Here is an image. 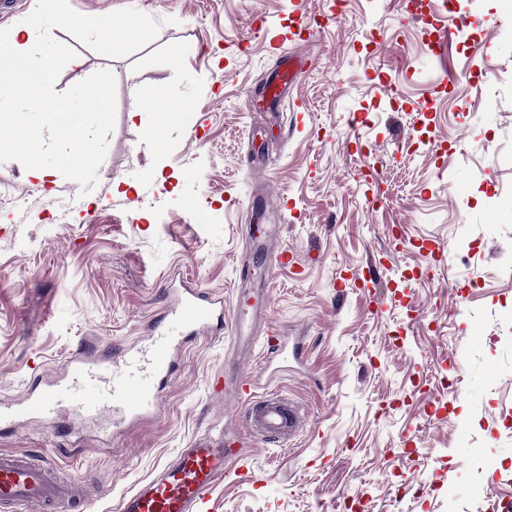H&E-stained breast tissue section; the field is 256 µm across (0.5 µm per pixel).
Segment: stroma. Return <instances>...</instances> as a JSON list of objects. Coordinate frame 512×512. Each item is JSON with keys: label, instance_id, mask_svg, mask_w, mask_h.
I'll return each instance as SVG.
<instances>
[{"label": "stroma", "instance_id": "35a3bbf8", "mask_svg": "<svg viewBox=\"0 0 512 512\" xmlns=\"http://www.w3.org/2000/svg\"><path fill=\"white\" fill-rule=\"evenodd\" d=\"M68 3L159 28L124 58L52 30L76 52L55 91L111 70L116 124L92 190L0 164L28 201L22 217L0 205V403L78 349L145 335L170 287L220 293L226 320L182 347L156 412L118 433L68 411L2 423L0 452L39 456L88 488L87 512H116L194 437L243 427L207 378L256 374L262 351L231 320L254 305L298 348L261 391L307 427L245 438L254 475H226L211 512L512 503V0ZM285 51L302 73L274 101ZM163 94L189 112L141 110ZM283 249L302 273L266 276L257 254ZM419 481L437 492L417 497Z\"/></svg>", "mask_w": 512, "mask_h": 512}]
</instances>
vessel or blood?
<instances>
[{
    "mask_svg": "<svg viewBox=\"0 0 512 512\" xmlns=\"http://www.w3.org/2000/svg\"><path fill=\"white\" fill-rule=\"evenodd\" d=\"M169 313L147 336L115 348L111 355H71L59 374L29 391L19 402L0 408V419L33 416L54 423V412L67 404L83 417L135 419L153 408L172 374L178 349L189 339L224 330V299L213 291L187 285L170 289ZM212 387L241 402L258 439H289L303 423L292 402L257 398L256 381L241 385L228 373L211 376ZM251 473L249 455L231 432L194 438L175 460L140 482L119 501L118 512H209L208 495L228 466ZM39 504L43 512H85L87 497L79 486L45 461L19 454L0 455V512H24Z\"/></svg>",
    "mask_w": 512,
    "mask_h": 512,
    "instance_id": "b4317fda",
    "label": "vessel or blood"
}]
</instances>
